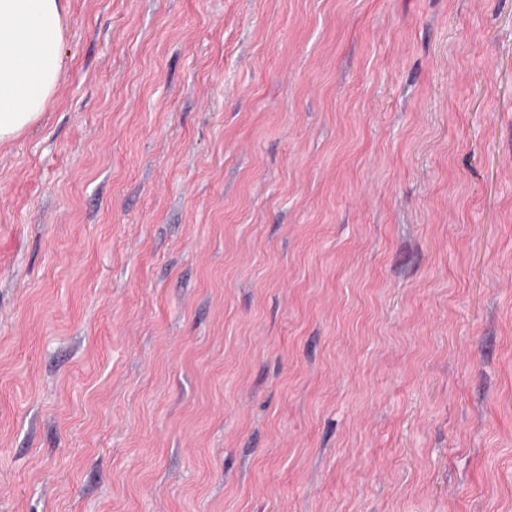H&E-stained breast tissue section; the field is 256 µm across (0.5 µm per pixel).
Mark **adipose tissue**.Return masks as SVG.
<instances>
[{"label":"adipose tissue","instance_id":"1","mask_svg":"<svg viewBox=\"0 0 512 512\" xmlns=\"http://www.w3.org/2000/svg\"><path fill=\"white\" fill-rule=\"evenodd\" d=\"M63 0H0V143L41 117L62 69Z\"/></svg>","mask_w":512,"mask_h":512}]
</instances>
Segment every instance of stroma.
<instances>
[{"instance_id":"1","label":"stroma","mask_w":512,"mask_h":512,"mask_svg":"<svg viewBox=\"0 0 512 512\" xmlns=\"http://www.w3.org/2000/svg\"><path fill=\"white\" fill-rule=\"evenodd\" d=\"M0 145V512H512V0H65Z\"/></svg>"}]
</instances>
